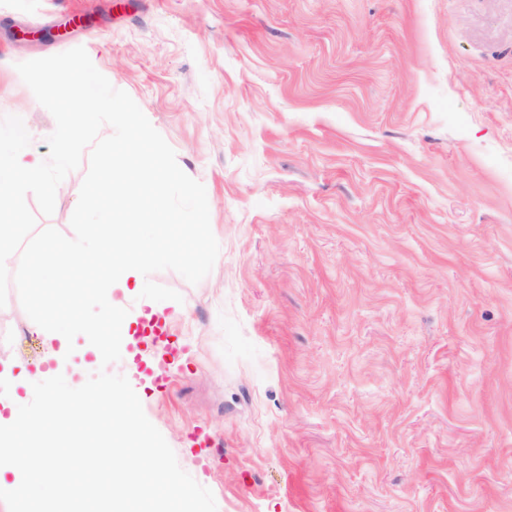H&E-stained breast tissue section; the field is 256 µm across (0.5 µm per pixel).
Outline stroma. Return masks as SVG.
Instances as JSON below:
<instances>
[{
    "label": "stroma",
    "instance_id": "35a3bbf8",
    "mask_svg": "<svg viewBox=\"0 0 512 512\" xmlns=\"http://www.w3.org/2000/svg\"><path fill=\"white\" fill-rule=\"evenodd\" d=\"M79 46L204 185L219 255L152 274L179 303L114 289L170 338L108 365L9 287L0 405L123 375L218 512H512V0H0V117L38 155L16 66ZM88 167L52 215L27 196L37 229L73 237Z\"/></svg>",
    "mask_w": 512,
    "mask_h": 512
}]
</instances>
